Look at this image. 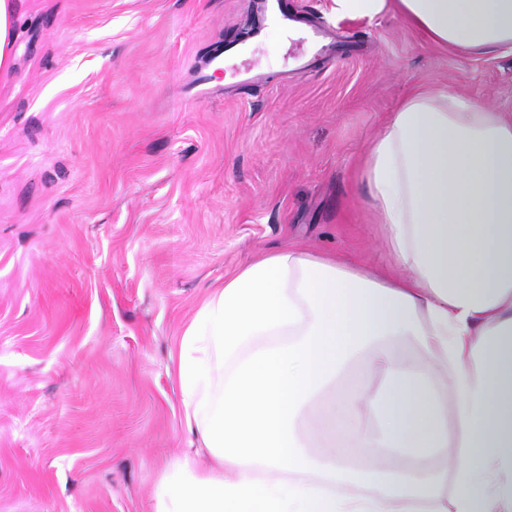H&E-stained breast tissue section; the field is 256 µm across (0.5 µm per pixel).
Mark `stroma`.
Segmentation results:
<instances>
[{"mask_svg": "<svg viewBox=\"0 0 512 512\" xmlns=\"http://www.w3.org/2000/svg\"><path fill=\"white\" fill-rule=\"evenodd\" d=\"M0 72V512H154L187 448L175 359L212 288L296 248L389 272L363 178L418 91L512 113V55L430 42L393 13L332 20L357 55L184 96L252 0H15Z\"/></svg>", "mask_w": 512, "mask_h": 512, "instance_id": "stroma-1", "label": "stroma"}]
</instances>
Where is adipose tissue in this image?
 <instances>
[{"instance_id":"1","label":"adipose tissue","mask_w":512,"mask_h":512,"mask_svg":"<svg viewBox=\"0 0 512 512\" xmlns=\"http://www.w3.org/2000/svg\"><path fill=\"white\" fill-rule=\"evenodd\" d=\"M333 2L512 52V0ZM364 178L400 275L288 249L213 289L177 374L215 465L184 453L155 512H512V114L413 94Z\"/></svg>"}]
</instances>
